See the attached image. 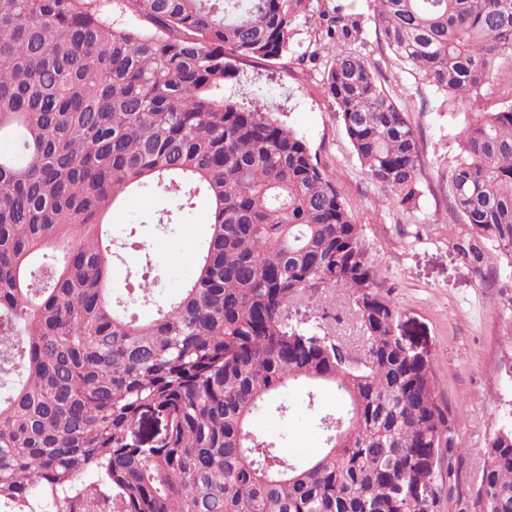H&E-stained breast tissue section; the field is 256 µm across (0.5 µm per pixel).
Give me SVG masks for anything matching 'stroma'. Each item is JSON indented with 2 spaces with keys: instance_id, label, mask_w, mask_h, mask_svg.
Segmentation results:
<instances>
[{
  "instance_id": "stroma-1",
  "label": "stroma",
  "mask_w": 512,
  "mask_h": 512,
  "mask_svg": "<svg viewBox=\"0 0 512 512\" xmlns=\"http://www.w3.org/2000/svg\"><path fill=\"white\" fill-rule=\"evenodd\" d=\"M339 5L364 15L361 51L421 133L423 166L413 205L400 206L372 182L335 103L324 92L323 74L335 49L323 40L320 24L324 13ZM373 15L372 0H306L294 18L288 53L240 65L238 79L225 83L224 95L269 106L281 123L304 139L336 184L361 227L369 260L397 305L396 336L426 357L439 399L461 413L462 481L472 488L493 430L512 414V272L501 271L495 281L481 279L475 262L460 250L470 228L452 216L443 192L470 109L451 111L442 105L432 86L377 41ZM168 205L161 195H135L109 218L114 243H123L133 229L146 243L159 271L161 302L175 296L192 274L191 257L208 233L210 218L208 200L201 196L184 223H148L149 215ZM291 319L312 327L326 325L350 342L358 340L356 322L341 300L326 303L313 294L309 303L292 309ZM284 398L294 409L292 420L262 411L254 416L253 428L274 442L282 458L300 463L323 448L318 415L335 410L339 401L332 390L323 391L314 408L303 390L288 389Z\"/></svg>"
}]
</instances>
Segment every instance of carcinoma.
Here are the masks:
<instances>
[{
  "label": "carcinoma",
  "mask_w": 512,
  "mask_h": 512,
  "mask_svg": "<svg viewBox=\"0 0 512 512\" xmlns=\"http://www.w3.org/2000/svg\"><path fill=\"white\" fill-rule=\"evenodd\" d=\"M304 0H0V512H512V421L478 484L462 485L459 416L426 360L392 337L361 229L305 141L263 105L224 98L237 64L290 49ZM377 39L469 104L448 171L464 250L512 268V0H374ZM364 16L338 5L323 86L370 179L406 205L420 139L352 45ZM165 195L175 224L196 196L209 232L181 294H113L124 257L105 233L131 192ZM346 301L358 352L288 325L309 300ZM360 353L366 364L354 367ZM290 384L336 391L325 447L285 461L253 416L290 412ZM448 460L440 474L438 456Z\"/></svg>",
  "instance_id": "1"
}]
</instances>
